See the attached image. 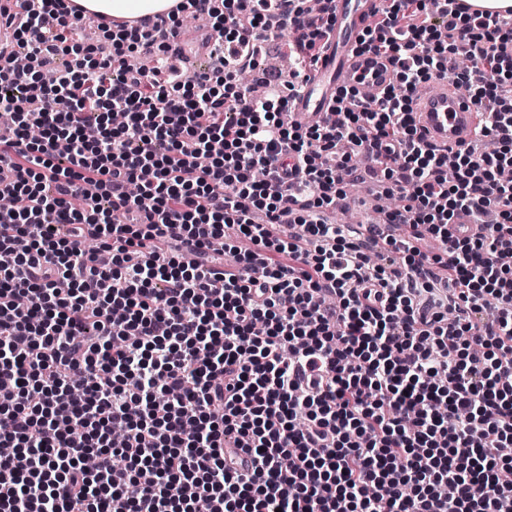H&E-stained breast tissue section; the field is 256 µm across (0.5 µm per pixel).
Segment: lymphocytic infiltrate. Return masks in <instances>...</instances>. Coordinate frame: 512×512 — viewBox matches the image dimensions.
<instances>
[{
    "label": "lymphocytic infiltrate",
    "instance_id": "1",
    "mask_svg": "<svg viewBox=\"0 0 512 512\" xmlns=\"http://www.w3.org/2000/svg\"><path fill=\"white\" fill-rule=\"evenodd\" d=\"M331 3L180 0L92 42L69 0L0 6L27 61L0 60V512H512V17L384 0L357 48L393 84L287 121L237 74L291 29L304 76ZM187 12L220 60L191 80ZM447 77L495 151L421 133ZM362 155L403 204L358 231L329 211ZM214 37L211 34L209 26L201 30H180L176 39L170 42L171 51L185 47L189 43H195L198 50L208 54L214 45Z\"/></svg>",
    "mask_w": 512,
    "mask_h": 512
}]
</instances>
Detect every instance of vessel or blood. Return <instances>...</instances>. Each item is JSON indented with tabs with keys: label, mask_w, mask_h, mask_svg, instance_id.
Returning <instances> with one entry per match:
<instances>
[{
	"label": "vessel or blood",
	"mask_w": 512,
	"mask_h": 512,
	"mask_svg": "<svg viewBox=\"0 0 512 512\" xmlns=\"http://www.w3.org/2000/svg\"><path fill=\"white\" fill-rule=\"evenodd\" d=\"M382 5L383 0H336L332 30L317 65L301 81L292 108L293 120H318L334 107L341 88L355 87L376 94L390 86L394 67L388 59L359 53L356 48L361 29L373 21ZM190 43L196 44L200 52H210L214 45L210 28L179 31L171 46L178 49ZM414 110L427 139L452 153L469 146L484 119L483 108L455 86L418 98Z\"/></svg>",
	"instance_id": "obj_1"
}]
</instances>
